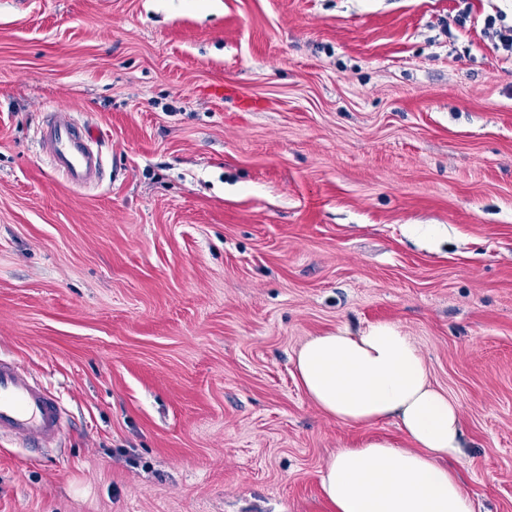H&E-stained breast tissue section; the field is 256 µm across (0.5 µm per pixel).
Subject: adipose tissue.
<instances>
[{"mask_svg":"<svg viewBox=\"0 0 512 512\" xmlns=\"http://www.w3.org/2000/svg\"><path fill=\"white\" fill-rule=\"evenodd\" d=\"M294 365L304 393L324 415L368 432L337 450L322 472L331 512H475L453 468L464 448L460 406L432 382L417 341L398 324L310 337ZM387 422L406 446L374 435Z\"/></svg>","mask_w":512,"mask_h":512,"instance_id":"ef3b65f1","label":"adipose tissue"}]
</instances>
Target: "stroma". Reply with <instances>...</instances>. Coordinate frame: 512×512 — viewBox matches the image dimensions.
I'll list each match as a JSON object with an SVG mask.
<instances>
[{
	"mask_svg": "<svg viewBox=\"0 0 512 512\" xmlns=\"http://www.w3.org/2000/svg\"><path fill=\"white\" fill-rule=\"evenodd\" d=\"M512 0H0V353L68 428L0 512H328L309 337L392 321L512 512ZM231 89L228 97L213 90ZM91 126L100 181L37 144ZM63 109L49 113L41 131V149L55 170L71 184L87 187L99 181L103 161L93 133Z\"/></svg>",
	"mask_w": 512,
	"mask_h": 512,
	"instance_id": "stroma-1",
	"label": "stroma"
}]
</instances>
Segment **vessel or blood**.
I'll use <instances>...</instances> for the list:
<instances>
[{
  "instance_id": "1",
  "label": "vessel or blood",
  "mask_w": 512,
  "mask_h": 512,
  "mask_svg": "<svg viewBox=\"0 0 512 512\" xmlns=\"http://www.w3.org/2000/svg\"><path fill=\"white\" fill-rule=\"evenodd\" d=\"M40 142L54 169L71 184L87 187L99 181L103 161L94 149L96 139L64 110L49 113ZM65 428L58 396L15 360L0 356V436L38 453L54 446Z\"/></svg>"
}]
</instances>
